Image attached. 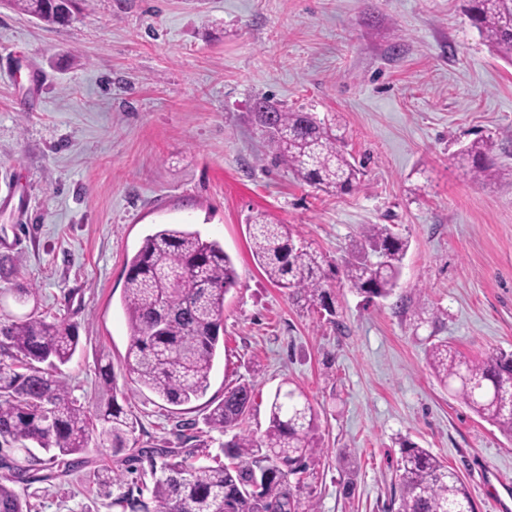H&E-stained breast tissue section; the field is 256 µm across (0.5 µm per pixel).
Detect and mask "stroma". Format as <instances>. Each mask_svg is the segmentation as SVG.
Here are the masks:
<instances>
[{
    "label": "stroma",
    "instance_id": "obj_1",
    "mask_svg": "<svg viewBox=\"0 0 512 512\" xmlns=\"http://www.w3.org/2000/svg\"><path fill=\"white\" fill-rule=\"evenodd\" d=\"M315 113L360 170L327 193L274 162L257 99ZM482 138L512 166V63L463 0H83L65 26L0 0V313L76 326L61 379L78 400L99 368L129 391L125 264L162 224L219 241L238 284L204 399L174 408L130 393L141 448L220 452L209 400L251 384L237 426L262 437L281 386L313 402L325 448L304 498L317 512H396L400 445L429 449L493 512L480 479L512 484V442L452 399L426 361L445 340L472 358L512 352V184L458 167ZM259 211L321 253L330 310L297 303L255 263ZM369 224L409 242L386 298L336 270ZM30 288L27 303L15 291ZM349 460H341L340 452ZM28 490L32 512H117L94 473L108 450Z\"/></svg>",
    "mask_w": 512,
    "mask_h": 512
}]
</instances>
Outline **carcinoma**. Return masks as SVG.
<instances>
[{
    "mask_svg": "<svg viewBox=\"0 0 512 512\" xmlns=\"http://www.w3.org/2000/svg\"><path fill=\"white\" fill-rule=\"evenodd\" d=\"M467 12L491 49L512 63V0H466ZM78 0H14V5L49 25L62 24ZM259 129L268 137L275 161L301 181L323 191L349 192L359 170L336 137L311 112L284 111L255 102ZM492 145L475 139L458 153V163L474 178L494 165ZM251 252L267 280L295 300L322 305L328 295L322 256L295 244L283 224L263 213L248 224ZM408 241L387 224H369L343 269L349 288L370 298H386L397 287ZM378 257L377 262L370 256ZM237 271L224 247L184 224H162L126 263L123 310L130 330L125 370L139 391L172 406L203 397L224 330V298L237 284ZM79 336L64 320L38 315L0 317V512H28L16 492L71 472L78 454L96 446L112 450L115 466L96 475L112 506L122 512H314L301 501L307 478L324 453L317 413L298 387L277 389L269 406V426L260 439L235 434L224 442V461L201 464L170 448L136 447L138 421L119 404L110 365L100 369L101 398L80 403L59 377L74 356ZM428 362L450 394L512 441V354L468 358L440 340ZM253 389L242 383L210 403L206 425L225 433L250 411ZM48 455L40 460L32 449ZM147 459L152 478L145 501L125 488L121 466ZM397 512H476L473 496L457 474L429 449L402 445Z\"/></svg>",
    "mask_w": 512,
    "mask_h": 512,
    "instance_id": "obj_1",
    "label": "carcinoma"
}]
</instances>
